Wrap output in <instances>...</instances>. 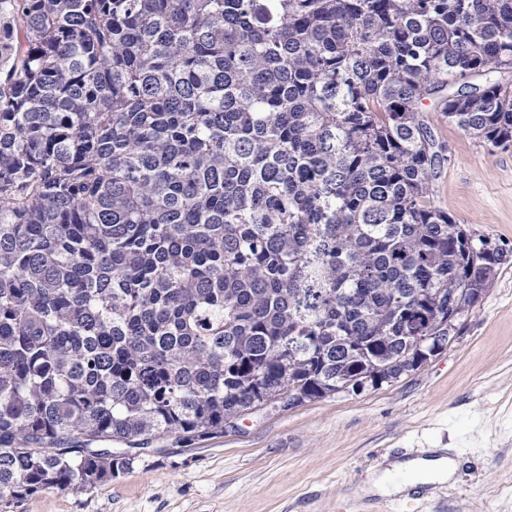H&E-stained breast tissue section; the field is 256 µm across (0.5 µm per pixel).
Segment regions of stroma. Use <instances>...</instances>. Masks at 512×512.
Masks as SVG:
<instances>
[{"instance_id": "stroma-1", "label": "stroma", "mask_w": 512, "mask_h": 512, "mask_svg": "<svg viewBox=\"0 0 512 512\" xmlns=\"http://www.w3.org/2000/svg\"><path fill=\"white\" fill-rule=\"evenodd\" d=\"M429 118L448 148L434 204L508 252L450 346L393 382L251 413L223 435L140 453L96 488L0 512H512V149ZM434 449L456 463L451 481L364 494L390 461Z\"/></svg>"}]
</instances>
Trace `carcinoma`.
<instances>
[{"instance_id":"cac0c4a2","label":"carcinoma","mask_w":512,"mask_h":512,"mask_svg":"<svg viewBox=\"0 0 512 512\" xmlns=\"http://www.w3.org/2000/svg\"><path fill=\"white\" fill-rule=\"evenodd\" d=\"M505 71L512 0H0V500L447 347L505 252L422 105L507 149Z\"/></svg>"}]
</instances>
